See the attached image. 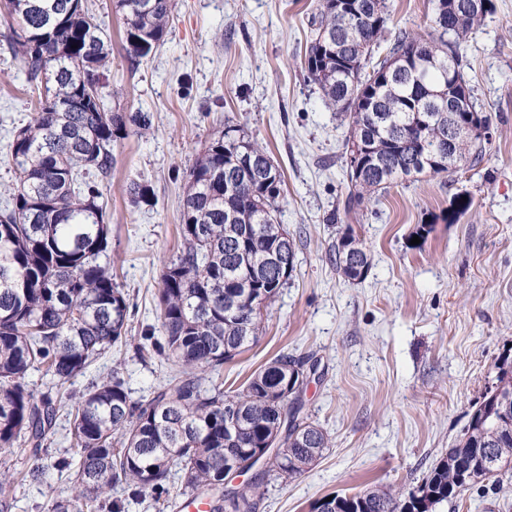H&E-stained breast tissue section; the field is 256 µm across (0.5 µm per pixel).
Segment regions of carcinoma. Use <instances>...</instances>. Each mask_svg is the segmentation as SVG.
I'll return each mask as SVG.
<instances>
[{
	"mask_svg": "<svg viewBox=\"0 0 512 512\" xmlns=\"http://www.w3.org/2000/svg\"><path fill=\"white\" fill-rule=\"evenodd\" d=\"M29 37H13L36 99L30 120L15 131L8 163L15 174L11 202L0 208V448L29 449L25 477L42 482L43 454L60 410L68 406L74 491L53 498L48 512H121L111 499L120 486L149 495L155 512L170 508L172 469L184 488L218 495L214 512H254L259 485L224 489V467L239 448H264L282 436L288 449L274 465L283 480L302 475L331 447L326 432L301 415L300 396L281 415L287 368L305 357L287 353L260 368L240 390L226 391L209 375L257 341L262 317L250 305H270L292 271L273 260L288 230L279 224L282 173L267 150L240 125L212 134L186 173L181 251L164 268L158 333L136 346L142 357L178 367L150 399L133 400L121 367L83 390L72 378L123 341L127 294L112 274L111 228L102 184L116 167L115 147L150 128L141 112L108 110L101 79L110 63L108 36L84 0H3ZM468 0H432V20L416 33L389 29L390 0H318L307 48V79L325 106L347 120L345 148H364L359 168L347 166L344 212L402 181L474 167L490 138L450 143L448 98H472L462 51L491 8ZM124 20L123 41L134 62L149 57L166 35L174 0H113ZM463 126L488 129L491 116L470 104L454 113ZM130 201L151 205L150 185L132 182ZM332 258L345 277L363 279L370 258L348 227ZM493 388L483 393L455 446L423 483L405 492L365 489L321 498L312 512H434L512 465V355L495 363ZM51 377L35 395L27 377ZM239 415L231 437L224 410ZM497 465L484 464L482 450ZM14 479L0 463V512L14 508Z\"/></svg>",
	"mask_w": 512,
	"mask_h": 512,
	"instance_id": "carcinoma-1",
	"label": "carcinoma"
}]
</instances>
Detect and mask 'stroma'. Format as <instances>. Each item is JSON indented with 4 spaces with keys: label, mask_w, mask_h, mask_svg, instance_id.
<instances>
[{
    "label": "stroma",
    "mask_w": 512,
    "mask_h": 512,
    "mask_svg": "<svg viewBox=\"0 0 512 512\" xmlns=\"http://www.w3.org/2000/svg\"><path fill=\"white\" fill-rule=\"evenodd\" d=\"M492 4L463 61L476 107L493 117L491 151L477 166L377 197L354 226L371 257L367 276L354 281L330 259L345 225L325 221L347 193V128L303 69L315 0H175L163 43L136 65L112 0H87L112 40L106 104L147 114L151 129L121 140L102 187L118 281L130 300L128 341L72 379V389L117 362L133 398L150 397L168 379V365L141 360L133 345L157 322L161 274L181 247L185 174L230 120L283 173L279 220L296 260L257 342L218 378L237 389L281 353L313 356L319 368L301 394L303 411L332 441L293 480L247 473L234 487L259 482L255 512H310L321 497L366 488L416 489L459 438L512 345V0ZM7 32L0 20V207L15 181L6 147L31 113L25 68ZM133 181L151 186L154 205L131 204ZM461 196L471 206L449 221ZM424 224L431 231L414 248ZM73 478L47 468L44 484L18 487L14 512H33L49 487L68 495ZM436 512H512V471Z\"/></svg>",
    "instance_id": "stroma-1"
}]
</instances>
